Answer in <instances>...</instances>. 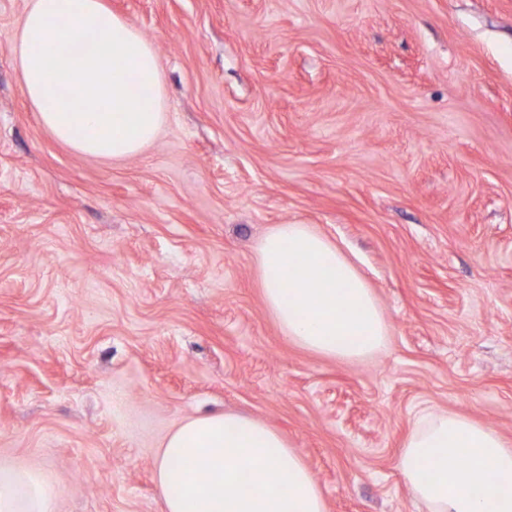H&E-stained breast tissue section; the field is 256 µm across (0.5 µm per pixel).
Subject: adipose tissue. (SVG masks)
Instances as JSON below:
<instances>
[{
    "instance_id": "1",
    "label": "adipose tissue",
    "mask_w": 512,
    "mask_h": 512,
    "mask_svg": "<svg viewBox=\"0 0 512 512\" xmlns=\"http://www.w3.org/2000/svg\"><path fill=\"white\" fill-rule=\"evenodd\" d=\"M90 37L79 54L66 42ZM12 50L41 124L74 152L120 162L151 146L167 120L155 45L105 0H28ZM257 276L280 332L316 354L359 360L388 327L372 288L339 246L307 224L276 225ZM400 468L427 512H512V442L458 413H422ZM164 512H326L303 459L259 419L183 421L155 462ZM491 481L488 493L474 489ZM58 490L31 469L0 470V512H55Z\"/></svg>"
}]
</instances>
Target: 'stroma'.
Instances as JSON below:
<instances>
[{"label": "stroma", "instance_id": "1", "mask_svg": "<svg viewBox=\"0 0 512 512\" xmlns=\"http://www.w3.org/2000/svg\"><path fill=\"white\" fill-rule=\"evenodd\" d=\"M161 59L168 118L110 162L54 139L0 0V467L57 512H163L185 419L279 431L328 512H427L399 467L424 408L512 441V0H106ZM277 224L355 263L389 336L340 361L279 331Z\"/></svg>", "mask_w": 512, "mask_h": 512}]
</instances>
